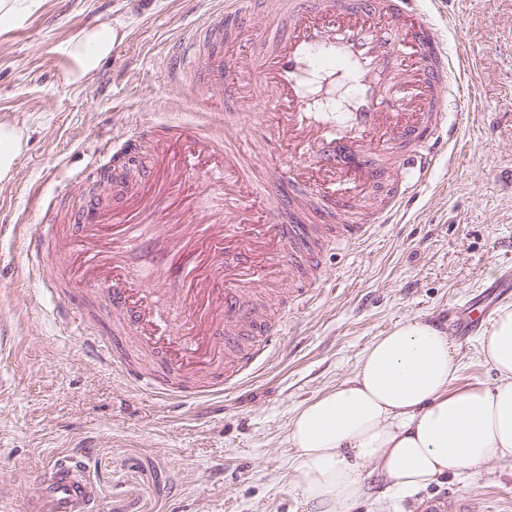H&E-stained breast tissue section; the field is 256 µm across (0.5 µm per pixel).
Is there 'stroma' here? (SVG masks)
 <instances>
[{
  "label": "stroma",
  "instance_id": "stroma-1",
  "mask_svg": "<svg viewBox=\"0 0 512 512\" xmlns=\"http://www.w3.org/2000/svg\"><path fill=\"white\" fill-rule=\"evenodd\" d=\"M223 11L224 0H45L24 24L0 29V121L27 136L0 183V481L25 474L18 504L58 453L81 452L100 512H304L288 477L296 410L347 378L394 324L447 326L494 287L498 303L512 302V0H437L478 91L455 158H440L401 223L325 253L322 288L289 312L263 366L223 396L174 408L114 376L58 326L57 298L13 226L41 223L48 204L68 223L86 188L68 178L100 141L128 148L134 176L154 161L150 137L127 144L141 122L224 111L221 86L196 80L172 91L165 62L172 44ZM101 23L121 27L123 40L93 80L66 83V41ZM452 339L463 363L455 388L492 384L480 333ZM438 499L447 512H512V462L477 478L446 474L411 495L372 476L351 512H425Z\"/></svg>",
  "mask_w": 512,
  "mask_h": 512
}]
</instances>
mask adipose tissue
<instances>
[{"mask_svg": "<svg viewBox=\"0 0 512 512\" xmlns=\"http://www.w3.org/2000/svg\"><path fill=\"white\" fill-rule=\"evenodd\" d=\"M119 37L105 23L69 38L65 82L91 79ZM479 353L493 384L456 390L459 349L438 325L414 318L373 340L347 379L289 422V477L306 512H347L373 474L411 493L446 473L512 462V303L497 308Z\"/></svg>", "mask_w": 512, "mask_h": 512, "instance_id": "obj_1", "label": "adipose tissue"}]
</instances>
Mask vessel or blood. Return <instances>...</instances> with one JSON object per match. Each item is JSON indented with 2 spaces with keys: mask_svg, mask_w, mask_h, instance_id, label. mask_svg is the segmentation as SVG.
<instances>
[{
  "mask_svg": "<svg viewBox=\"0 0 512 512\" xmlns=\"http://www.w3.org/2000/svg\"><path fill=\"white\" fill-rule=\"evenodd\" d=\"M230 2L223 26L172 49L168 74L177 88L206 75L255 123L166 127L139 188L105 209L85 198L94 221L74 233H61L46 209V233L27 246L61 301V320L94 358L175 401L221 393L259 366L287 328L279 309L320 287L327 246L394 223L477 105L466 51L449 49L418 0H263L261 35L241 30L243 0ZM219 29L253 50L209 59L205 46ZM256 155L263 168L253 167ZM216 189L224 208L206 210ZM140 248L175 285L179 322L133 277ZM76 282L109 308L111 337L70 302ZM129 337L141 360L128 359ZM26 512H98L81 459L64 454L41 471Z\"/></svg>",
  "mask_w": 512,
  "mask_h": 512,
  "instance_id": "1",
  "label": "vessel or blood"
}]
</instances>
